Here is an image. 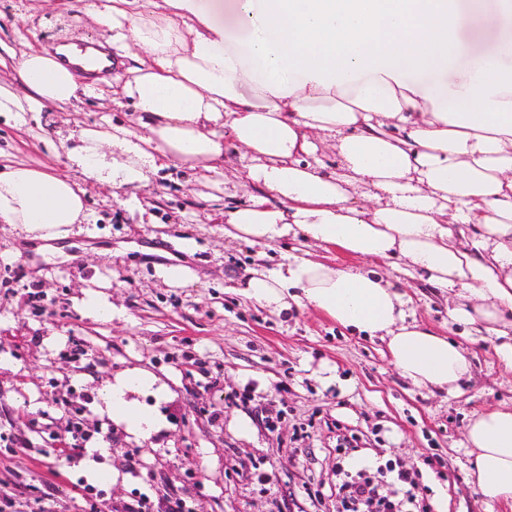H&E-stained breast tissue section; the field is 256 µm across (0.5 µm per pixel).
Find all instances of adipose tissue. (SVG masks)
Returning a JSON list of instances; mask_svg holds the SVG:
<instances>
[{"instance_id": "1", "label": "adipose tissue", "mask_w": 512, "mask_h": 512, "mask_svg": "<svg viewBox=\"0 0 512 512\" xmlns=\"http://www.w3.org/2000/svg\"><path fill=\"white\" fill-rule=\"evenodd\" d=\"M496 2L493 45L461 69L462 0H84L130 61L120 91L136 116L79 128L67 156L100 186L138 188L171 164L223 175L233 140L244 150L233 180L253 193L225 208L230 237L404 259L430 285L458 289L449 319L465 337L497 338L512 370V0ZM95 55L25 51L14 84L0 83V114L21 125L95 95L76 73ZM326 145L335 166L320 157ZM87 219L70 177L0 164V222L62 241ZM244 293L381 338L415 385L451 393L471 373L466 349L407 322L404 295L375 271L296 256L251 270ZM154 383L143 371L116 378L104 414L139 437L158 430L136 399ZM465 438L480 493L512 504V409L475 412Z\"/></svg>"}]
</instances>
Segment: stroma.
<instances>
[{"instance_id":"obj_1","label":"stroma","mask_w":512,"mask_h":512,"mask_svg":"<svg viewBox=\"0 0 512 512\" xmlns=\"http://www.w3.org/2000/svg\"><path fill=\"white\" fill-rule=\"evenodd\" d=\"M102 36L81 0L66 10L59 0H0V59ZM132 115L107 91L22 126L0 117V163L84 181L67 164L71 133ZM84 183L89 217L71 226L62 252L35 251L23 225L0 223V252L18 253L0 259V434L28 446L16 457L0 441V487L17 489L11 512H123L139 493L178 494L194 512H333L341 433L360 438L370 465L392 459L421 469L425 457H442L447 479L428 471L422 479L437 512H512L472 484L465 442L474 412L512 405V371L491 342L469 344L471 377L458 392L415 387L380 339L313 309L274 311L242 293L257 266L276 267L287 255L348 263L340 251L291 237L272 245L226 237L224 195L199 168L173 165L145 187L115 193ZM187 239L197 243L190 254L181 249ZM175 261L188 268L189 285L165 281L162 267ZM375 269L410 297L418 322L458 339L448 292L397 259ZM88 290L111 303V320L83 313ZM78 344L84 357L73 355ZM133 370L165 387L163 396L138 397L164 422L145 438L98 412L102 387ZM81 395L91 439L57 458L70 420L57 402ZM103 432L110 441L100 440ZM96 468L109 469L111 481L97 480ZM53 469L61 477L47 498Z\"/></svg>"}]
</instances>
